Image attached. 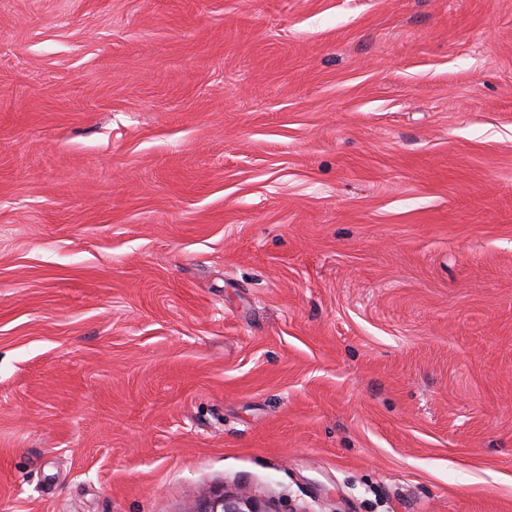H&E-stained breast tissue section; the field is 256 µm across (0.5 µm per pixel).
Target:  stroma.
Listing matches in <instances>:
<instances>
[{"mask_svg":"<svg viewBox=\"0 0 512 512\" xmlns=\"http://www.w3.org/2000/svg\"><path fill=\"white\" fill-rule=\"evenodd\" d=\"M512 512V0H0V512ZM192 512H278L269 501L259 499L244 489L216 491L206 496Z\"/></svg>","mask_w":512,"mask_h":512,"instance_id":"stroma-1","label":"stroma"}]
</instances>
